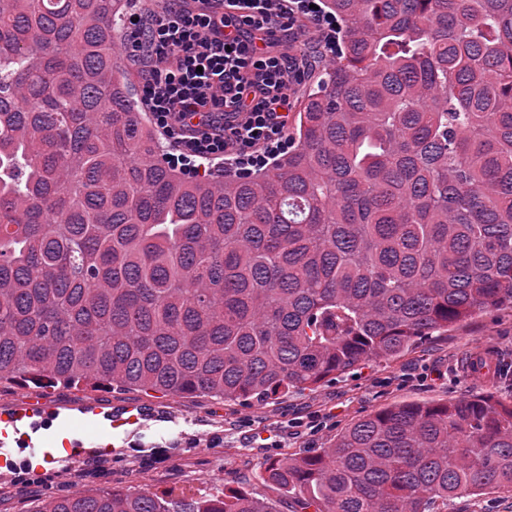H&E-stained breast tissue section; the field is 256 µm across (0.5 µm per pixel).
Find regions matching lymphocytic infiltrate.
<instances>
[{"label":"lymphocytic infiltrate","instance_id":"obj_1","mask_svg":"<svg viewBox=\"0 0 512 512\" xmlns=\"http://www.w3.org/2000/svg\"><path fill=\"white\" fill-rule=\"evenodd\" d=\"M312 0H167L130 22L142 99L188 172L224 159L240 171L288 147L296 81L333 24Z\"/></svg>","mask_w":512,"mask_h":512}]
</instances>
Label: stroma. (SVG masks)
I'll use <instances>...</instances> for the list:
<instances>
[{
  "label": "stroma",
  "mask_w": 512,
  "mask_h": 512,
  "mask_svg": "<svg viewBox=\"0 0 512 512\" xmlns=\"http://www.w3.org/2000/svg\"><path fill=\"white\" fill-rule=\"evenodd\" d=\"M502 362L504 374L476 380L470 361ZM491 395L512 405V310L479 312L434 334L415 350L369 361L315 390L267 404L147 394L121 387L0 386V413L31 400L61 408L94 404L116 425L91 427L86 440L98 469L58 459L43 470L0 476V512H33L39 498L119 486L162 494L192 487L196 496L244 489L274 497L264 481L267 459L326 447L343 428L395 403Z\"/></svg>",
  "instance_id": "obj_1"
}]
</instances>
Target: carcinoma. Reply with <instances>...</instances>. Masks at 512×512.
<instances>
[{
  "instance_id": "cac0c4a2",
  "label": "carcinoma",
  "mask_w": 512,
  "mask_h": 512,
  "mask_svg": "<svg viewBox=\"0 0 512 512\" xmlns=\"http://www.w3.org/2000/svg\"><path fill=\"white\" fill-rule=\"evenodd\" d=\"M295 146L186 180L115 46L124 0H0V384L267 403L512 308V0H322ZM294 512L512 494V405L398 403L265 463ZM35 512H279L121 487Z\"/></svg>"
}]
</instances>
